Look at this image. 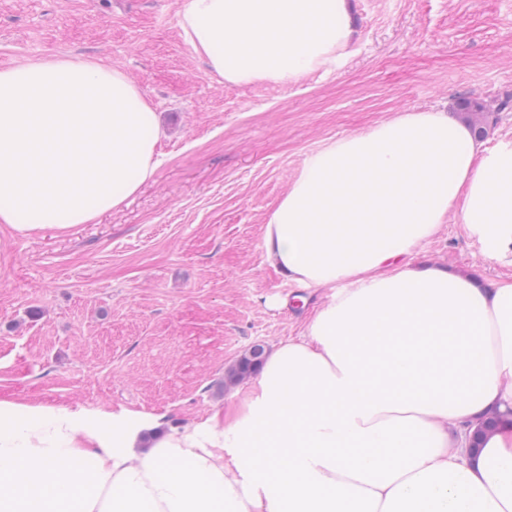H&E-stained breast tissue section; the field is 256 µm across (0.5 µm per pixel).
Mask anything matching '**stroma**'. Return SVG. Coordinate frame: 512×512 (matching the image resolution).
Segmentation results:
<instances>
[{
    "label": "stroma",
    "instance_id": "35a3bbf8",
    "mask_svg": "<svg viewBox=\"0 0 512 512\" xmlns=\"http://www.w3.org/2000/svg\"><path fill=\"white\" fill-rule=\"evenodd\" d=\"M336 64L233 85L182 34L187 0H0V69L81 57L129 77L167 131L162 162L97 223L0 225V401L144 423L200 420L224 371L297 335L331 289L270 268L262 230L310 155L399 112L512 98V0H349ZM419 261L495 280L457 218Z\"/></svg>",
    "mask_w": 512,
    "mask_h": 512
}]
</instances>
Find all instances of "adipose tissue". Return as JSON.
I'll return each instance as SVG.
<instances>
[{"label":"adipose tissue","instance_id":"obj_1","mask_svg":"<svg viewBox=\"0 0 512 512\" xmlns=\"http://www.w3.org/2000/svg\"><path fill=\"white\" fill-rule=\"evenodd\" d=\"M225 82L337 62L347 0H189ZM163 131L123 73L78 58L0 70V224H93L157 170ZM459 216L512 256V140L402 112L312 154L263 227L267 264L328 303L245 390L159 428L0 403V512H512V276L422 265Z\"/></svg>","mask_w":512,"mask_h":512}]
</instances>
